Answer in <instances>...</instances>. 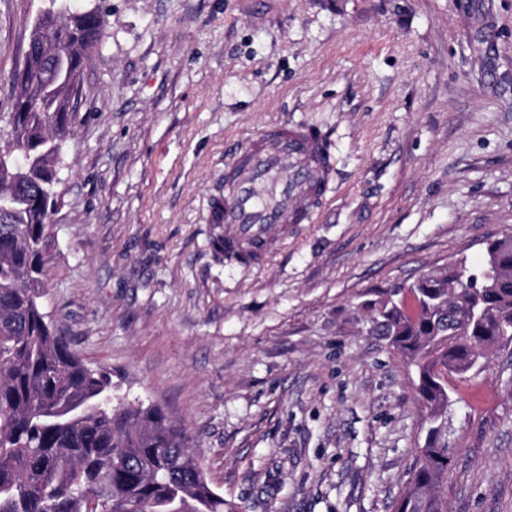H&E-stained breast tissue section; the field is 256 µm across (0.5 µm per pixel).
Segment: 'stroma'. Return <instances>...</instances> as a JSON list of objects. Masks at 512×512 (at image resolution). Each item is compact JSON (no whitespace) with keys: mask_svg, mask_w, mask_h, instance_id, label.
Instances as JSON below:
<instances>
[{"mask_svg":"<svg viewBox=\"0 0 512 512\" xmlns=\"http://www.w3.org/2000/svg\"><path fill=\"white\" fill-rule=\"evenodd\" d=\"M45 0H0V114ZM85 68L46 311L127 402L183 428L235 512H392L424 443L366 304L512 235V0H72ZM283 121L334 154L313 223L250 266L210 202ZM448 512H512V346L450 408Z\"/></svg>","mask_w":512,"mask_h":512,"instance_id":"obj_1","label":"stroma"}]
</instances>
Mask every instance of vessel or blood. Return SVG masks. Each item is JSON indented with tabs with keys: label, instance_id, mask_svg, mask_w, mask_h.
Returning <instances> with one entry per match:
<instances>
[{
	"label": "vessel or blood",
	"instance_id": "obj_1",
	"mask_svg": "<svg viewBox=\"0 0 512 512\" xmlns=\"http://www.w3.org/2000/svg\"><path fill=\"white\" fill-rule=\"evenodd\" d=\"M333 159L306 131L287 123L240 148L224 172V197L212 207L217 238L228 253L266 256L292 224L314 220L313 196L324 193Z\"/></svg>",
	"mask_w": 512,
	"mask_h": 512
}]
</instances>
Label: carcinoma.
Wrapping results in <instances>:
<instances>
[{
  "mask_svg": "<svg viewBox=\"0 0 512 512\" xmlns=\"http://www.w3.org/2000/svg\"><path fill=\"white\" fill-rule=\"evenodd\" d=\"M51 4L33 21L38 49L17 70L13 111L0 117V512H226L187 433L157 405L114 402L111 380L71 351L44 311L46 230L78 109L67 86L38 78L50 58L59 77L81 80L105 34L98 9ZM411 291V315L397 291L369 304L376 328L416 368L427 425L393 512H447L453 390L441 374L465 380L491 349L512 345L502 335L512 325V236L488 244L483 268L451 265ZM476 305L490 316L473 323Z\"/></svg>",
  "mask_w": 512,
  "mask_h": 512,
  "instance_id": "obj_1",
  "label": "carcinoma"
}]
</instances>
